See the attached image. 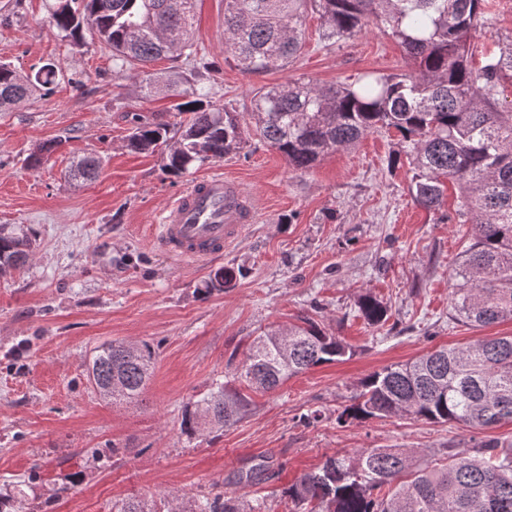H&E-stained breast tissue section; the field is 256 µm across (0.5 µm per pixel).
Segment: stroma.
<instances>
[{"mask_svg":"<svg viewBox=\"0 0 512 512\" xmlns=\"http://www.w3.org/2000/svg\"><path fill=\"white\" fill-rule=\"evenodd\" d=\"M57 0H0V57L20 75L54 63L64 80L0 112V224L33 242L26 265L0 275V492L17 512H112L140 497L181 504L215 494L245 508L301 512L284 491L326 457L366 448L412 451L416 464L442 459L469 433L458 423L410 417L340 425L336 416L360 381L439 346L512 334V322L476 326L453 318L451 275L472 234L454 205L430 211L409 192L407 160L392 162L395 130L365 135L308 171L289 170L250 137L240 152L173 178L160 154L127 149L133 114L173 119L176 100L145 96L139 68L117 66L93 32L73 45L53 25ZM196 41L204 66L186 59L151 66L159 84L185 75L211 107L249 112L254 93L296 80L336 84L367 70L401 73L400 44L375 23L324 46L308 14L304 48L287 67L261 74L228 61L224 0H199ZM512 39V0H488L470 49L482 62ZM80 88H72V80ZM55 142L39 165L29 157ZM98 156L93 182L68 171ZM224 172L254 199L259 220L223 256L183 261L154 238L158 212L196 178ZM230 288L204 293L219 269ZM388 308L367 324L359 300ZM311 316L354 349L342 362L249 392L242 418L199 436L184 433L188 403L230 380L255 336ZM111 340L147 342L156 368L139 400L103 401L86 378L93 349ZM319 412L308 425L304 414ZM263 463L256 484L240 475Z\"/></svg>","mask_w":512,"mask_h":512,"instance_id":"stroma-1","label":"stroma"}]
</instances>
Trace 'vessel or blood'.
<instances>
[{
	"label": "vessel or blood",
	"mask_w": 512,
	"mask_h": 512,
	"mask_svg": "<svg viewBox=\"0 0 512 512\" xmlns=\"http://www.w3.org/2000/svg\"><path fill=\"white\" fill-rule=\"evenodd\" d=\"M256 219L253 199L221 173L198 178L162 211L155 226L160 246L182 260L222 256Z\"/></svg>",
	"instance_id": "vessel-or-blood-1"
}]
</instances>
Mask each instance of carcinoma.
Returning a JSON list of instances; mask_svg holds the SVG:
<instances>
[{
    "instance_id": "cac0c4a2",
    "label": "carcinoma",
    "mask_w": 512,
    "mask_h": 512,
    "mask_svg": "<svg viewBox=\"0 0 512 512\" xmlns=\"http://www.w3.org/2000/svg\"><path fill=\"white\" fill-rule=\"evenodd\" d=\"M197 0H58L53 25L80 45L93 30L112 57L145 68L162 59L197 54ZM319 15L321 39L329 46L360 32L371 20L399 42L411 70L369 71L351 83L320 85L294 81L257 91L251 111L255 133L295 171L313 168L338 148H350L378 128L401 136L402 156L412 165L410 192L428 209L446 204V182L460 191L458 212L470 216L474 234L455 270L451 308L478 326L512 322V106L498 99L499 85L512 80V42L475 68L473 35L482 25V0H224V42L229 58L246 73L284 68L303 48L308 6ZM53 63L24 78L0 62V111L36 91L59 84ZM186 118H132L127 147L166 155L164 170L180 177L199 163L219 161L245 144L243 113L230 103L217 111L197 97L194 82L173 88ZM100 162L79 160L71 176L92 180ZM27 235L0 225V273L26 264ZM230 269L216 272L204 292L230 286ZM360 312L370 325L387 320V308L364 296ZM254 339L236 378L257 391L277 389L289 378L354 354L343 338L312 319ZM155 367L152 347L109 342L95 350L88 371L103 398L131 401L141 396ZM247 397L227 384L189 404L183 430L235 423ZM413 417L456 422L472 435L441 464L412 466L406 451L367 448L336 455L303 474L285 494L310 512H512V442L480 434L512 421V336H494L454 348H439L405 364L367 375L336 417L339 424L376 417ZM113 512H152L143 500L128 499ZM191 512H242L238 501L204 497Z\"/></svg>"
}]
</instances>
